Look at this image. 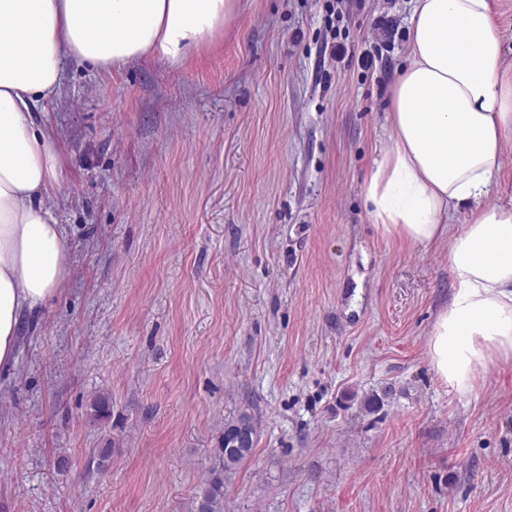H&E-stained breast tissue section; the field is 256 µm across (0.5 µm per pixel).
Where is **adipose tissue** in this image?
<instances>
[{
  "mask_svg": "<svg viewBox=\"0 0 512 512\" xmlns=\"http://www.w3.org/2000/svg\"><path fill=\"white\" fill-rule=\"evenodd\" d=\"M240 0H0V368L17 359L24 314L70 277V240L49 199L64 180L53 131L34 118L66 66H183L230 28ZM391 147L362 193L384 235L448 242L452 296L428 357L457 394L512 364V203L484 205L512 143V65L495 0H412L408 53L391 88ZM465 212L460 231L451 219Z\"/></svg>",
  "mask_w": 512,
  "mask_h": 512,
  "instance_id": "ef3b65f1",
  "label": "adipose tissue"
}]
</instances>
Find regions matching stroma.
Instances as JSON below:
<instances>
[{
  "label": "stroma",
  "mask_w": 512,
  "mask_h": 512,
  "mask_svg": "<svg viewBox=\"0 0 512 512\" xmlns=\"http://www.w3.org/2000/svg\"><path fill=\"white\" fill-rule=\"evenodd\" d=\"M331 8L241 0L183 67L71 63L38 106L72 272L0 371V512H194L244 413L224 512H512V365L448 389V243L384 236L361 194L411 0Z\"/></svg>",
  "instance_id": "1"
}]
</instances>
